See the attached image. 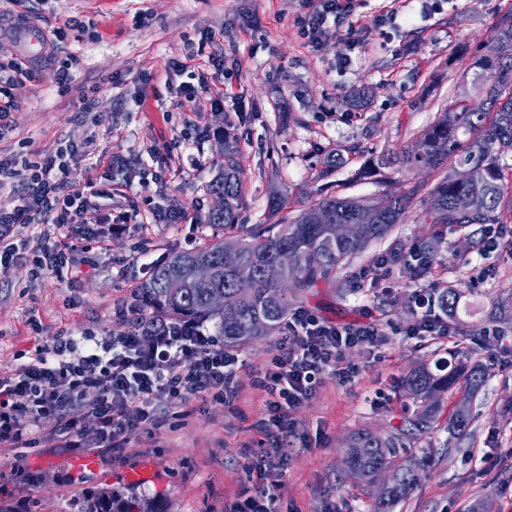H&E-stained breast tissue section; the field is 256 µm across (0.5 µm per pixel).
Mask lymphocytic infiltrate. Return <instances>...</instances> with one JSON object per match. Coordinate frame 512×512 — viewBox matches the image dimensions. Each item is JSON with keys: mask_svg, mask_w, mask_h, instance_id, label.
<instances>
[{"mask_svg": "<svg viewBox=\"0 0 512 512\" xmlns=\"http://www.w3.org/2000/svg\"><path fill=\"white\" fill-rule=\"evenodd\" d=\"M79 148L60 146L53 154L28 162L25 177L13 163L0 160V189L16 186L26 204L0 206V264L18 252L16 229L37 222L64 226L96 224V207L78 187L72 160ZM76 246L68 237H39L30 247L29 273L39 278L66 265ZM127 330L119 334L60 333L37 345L30 361L0 372V452L25 456L40 444L67 453L111 456L127 445L128 431L164 429L169 419L184 418L190 398L232 405L239 396L237 352L198 323L139 324L124 309ZM387 341L373 323L339 325L306 308L289 316L271 365L258 374L268 413L260 425L263 441L254 454L262 485L225 504L224 512H275L276 495L267 485L282 460L283 437L293 414L314 395L325 371L348 377L342 367L346 349L375 350Z\"/></svg>", "mask_w": 512, "mask_h": 512, "instance_id": "1", "label": "lymphocytic infiltrate"}]
</instances>
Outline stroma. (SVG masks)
<instances>
[{"label":"stroma","instance_id":"obj_1","mask_svg":"<svg viewBox=\"0 0 512 512\" xmlns=\"http://www.w3.org/2000/svg\"><path fill=\"white\" fill-rule=\"evenodd\" d=\"M310 9V0H0V87L15 104L0 127V159L21 164L61 142H86L91 153L76 161L77 181L131 184L113 197L97 227L109 237L106 249L87 243L83 224L20 229L23 238L62 232L80 248L62 272L38 279L21 264L0 265V370L62 331L125 330L116 312L147 277V263L214 235L207 185L224 163L225 138L241 149L246 192L239 221L247 225L267 223L268 203L277 196L294 213L324 196L382 198L435 186L429 170L377 160L398 152L452 102L480 106L478 63L497 23L512 15V0H357L344 24L325 23L315 45L299 29ZM24 19L54 41L52 53L27 54L13 35ZM348 38L356 47L343 60L336 48ZM212 56L223 59V69L209 65ZM172 57L192 58L211 89H223V111H212L208 92L177 108L183 78L168 70ZM16 61L27 71L20 79L11 68ZM64 69L72 81L55 83ZM358 91L367 96L361 107L352 104ZM196 122L204 133L185 141ZM99 154L112 159L111 172L96 166ZM196 158L203 169L191 167ZM182 206V223L108 232L133 211ZM426 230L397 225L332 282L299 299L338 324L374 322L388 342L371 353L346 350L350 376L327 373L294 413L279 512H371L380 486L349 476L346 444L363 429L396 431L404 401L394 381L453 349V337L405 333L420 314L416 294L438 286L461 292L459 316L471 329L500 337L474 353L488 374L472 402L470 442L445 450L441 427L417 440L401 457L414 474L413 490L395 512H469L479 503L486 512H512V318L495 316L493 308L512 296V219L500 224L493 244L443 228L435 260L420 278L408 267L409 252ZM393 254L389 277L369 279ZM33 316L41 322L36 331ZM278 339L274 333L240 347L236 408L191 400L175 427L155 436L130 431L122 455L98 459L94 471L48 447L22 459L0 452V471L22 466L38 475L29 512H81L85 498L106 487L149 501L154 512H222L225 500L259 481L250 447L261 437L265 413L252 382L271 364ZM144 465L150 474L135 477Z\"/></svg>","mask_w":512,"mask_h":512}]
</instances>
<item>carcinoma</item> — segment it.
I'll return each mask as SVG.
<instances>
[{"mask_svg": "<svg viewBox=\"0 0 512 512\" xmlns=\"http://www.w3.org/2000/svg\"><path fill=\"white\" fill-rule=\"evenodd\" d=\"M492 85L488 107L474 110L457 101L437 113L435 120L413 134L406 146L394 157H382L380 164L398 163L406 167L441 170L448 166L463 169L465 177L454 178L445 173L426 196L421 186L408 194L385 198L377 221L367 224L361 239H338L333 234L335 224H354L359 215L373 202L352 197L322 198L307 206L296 216L283 213V202L271 201L270 214L277 216L271 224H254L245 230L238 223V208L243 196L240 178V151L233 143L224 149V170L209 184L212 194L224 195V212L211 213L209 224L227 233L238 232L240 264L234 270L224 269V242L214 240L192 251L174 252L154 264L149 276L130 292V305L140 312L141 323L152 325L170 322L200 321L210 323L224 346L250 343L279 329L287 320L288 295L281 283L292 282L297 290L313 288L332 279L351 259L369 244L383 240L397 224L413 218L416 224L435 226H471L484 228L500 223L504 211L512 213V186L507 184L500 153L512 151V18L499 24L492 44L480 60ZM465 197L470 202L466 213L457 211L456 200ZM327 213L330 223L318 224L316 216ZM288 249V268L278 280L264 275L265 265L282 249ZM436 252L434 237L424 236L412 250L419 266L427 268ZM192 258H204L216 268L208 282H197L184 272L183 286L172 289L169 278L176 264ZM253 281L251 294L244 296L236 281ZM213 290L224 291V310L208 305ZM431 304L458 320L462 294L456 288H433ZM486 368L471 362L467 353L456 350L451 360H438L434 368H416L406 374L399 389L411 402L405 407L408 415L397 431L382 437L368 431L356 433L352 447L356 453L347 469L354 478L367 476L379 468L392 472L390 486L381 491L372 512H390L403 501L413 488L410 470L396 463V458L413 447L414 440L437 427L440 405L436 398L458 389L461 398L457 408L448 415L451 440L448 445L459 447L470 435V405L473 395L484 386ZM138 504L119 491H102L92 496L84 512H135Z\"/></svg>", "mask_w": 512, "mask_h": 512, "instance_id": "1", "label": "carcinoma"}]
</instances>
